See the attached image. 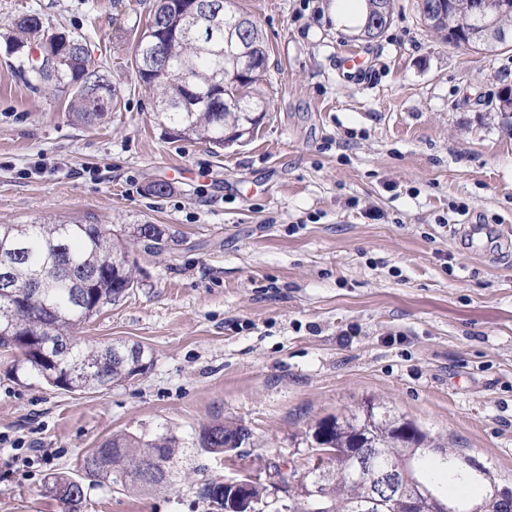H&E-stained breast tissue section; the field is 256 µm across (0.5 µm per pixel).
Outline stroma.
Segmentation results:
<instances>
[{"label":"stroma","instance_id":"1","mask_svg":"<svg viewBox=\"0 0 512 512\" xmlns=\"http://www.w3.org/2000/svg\"><path fill=\"white\" fill-rule=\"evenodd\" d=\"M333 0H236L268 37V114L222 149L172 137L131 64L154 0H0V224H154L129 247L138 286L82 344L143 346L142 375L106 390L47 385L0 353V512H63L48 491L117 432L215 422L252 437L233 457L142 493L87 484L80 512H212L207 479L305 474V433L367 401L414 421L512 488V49L451 46L395 0L375 40L337 28ZM37 15L88 40L111 82L101 124L27 83L5 38ZM360 56L361 70L340 67ZM163 180L162 196L149 192ZM486 225L484 251L460 230ZM30 460L16 462L18 449Z\"/></svg>","mask_w":512,"mask_h":512}]
</instances>
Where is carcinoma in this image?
Here are the masks:
<instances>
[{
	"label": "carcinoma",
	"instance_id": "cac0c4a2",
	"mask_svg": "<svg viewBox=\"0 0 512 512\" xmlns=\"http://www.w3.org/2000/svg\"><path fill=\"white\" fill-rule=\"evenodd\" d=\"M368 14L362 35L376 39L390 24L394 0H366ZM424 22L443 40H448L446 20L453 18L471 47H505L502 40L489 42L478 16L470 12V0H420ZM169 14L160 26L168 40L170 75L149 84L142 65L147 55V30H142L134 46V64L144 87L155 95L157 119L169 126L174 136H193L222 149L253 135L252 118L267 112L266 101L255 93L265 72L268 55L264 32L257 21L246 28H235L230 13H223L219 26L200 30L182 27L179 2L170 0ZM41 22L33 15L15 21L20 33L9 43L12 52L23 58L22 68L29 83L71 95L72 115L83 125L93 126L107 111L109 102L91 106L83 94L86 80L99 78L98 66L88 56L86 39L69 37L75 46L60 52L61 61L51 77L28 65L32 46L40 41ZM184 31L170 33L173 28ZM245 41L255 49L252 62L242 63L236 50H228L226 36ZM190 81L199 96L188 110L181 104L184 81ZM224 82L222 111L212 105L217 84ZM145 239L151 248L167 243L154 224H137L127 235L112 236L97 224H0V242L7 241L10 251H0V279L9 268L13 284L25 286L32 277L54 269L51 287L43 290L39 304L19 305L11 318L0 323V349L20 354L17 368L38 376L48 385L69 392L107 389L132 377L135 366L147 362V354L138 344L113 342L86 347L77 342L80 326L120 299L135 285L134 265L129 261L128 239ZM315 454H334L336 474L324 481L322 495H306L307 483L321 481L312 470L306 483L299 481L288 490V508L282 512H356V506L377 499L375 484L368 472H358L344 456L353 448H374L376 467L398 472L400 481L412 495L413 512H444L451 503L458 507L468 499L451 497L445 484L487 481L490 491L479 512H512V489L499 488L485 467L470 457H459L451 448H436L427 432L413 421L391 414L380 404L365 402L359 410L342 419L323 418L305 434ZM250 439V431L216 421L198 434L196 451L212 456L226 455ZM189 449L181 439L165 430L152 438L129 432L116 433L100 448L85 456L80 470L90 478H102L112 485L146 492L172 483L180 459ZM64 512H75L85 499L84 484L72 478L53 482ZM254 512H267L268 486L256 481L251 486ZM199 496L221 512L224 486L216 481L204 483Z\"/></svg>",
	"mask_w": 512,
	"mask_h": 512
}]
</instances>
